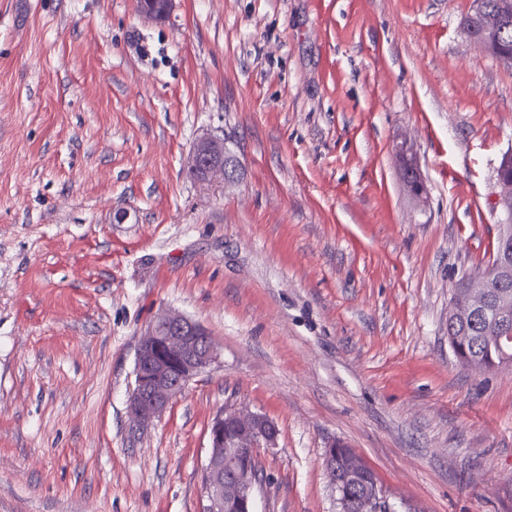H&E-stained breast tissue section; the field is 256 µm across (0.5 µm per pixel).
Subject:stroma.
Wrapping results in <instances>:
<instances>
[{"mask_svg":"<svg viewBox=\"0 0 512 512\" xmlns=\"http://www.w3.org/2000/svg\"><path fill=\"white\" fill-rule=\"evenodd\" d=\"M470 8L0 0V512H202L211 420L238 405L278 429L255 512H339L334 441L397 512H512V366L448 344L512 153V68ZM203 137L234 182L190 175ZM166 312L217 357L136 428Z\"/></svg>","mask_w":512,"mask_h":512,"instance_id":"35a3bbf8","label":"stroma"}]
</instances>
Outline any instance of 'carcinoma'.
<instances>
[{
    "mask_svg": "<svg viewBox=\"0 0 512 512\" xmlns=\"http://www.w3.org/2000/svg\"><path fill=\"white\" fill-rule=\"evenodd\" d=\"M455 313L450 317L448 343L456 358L467 368L483 373L495 366L512 365V339H500L493 327L497 315L491 309L472 317L468 289L456 288ZM336 493L349 512H396L374 471L347 445L336 446Z\"/></svg>",
    "mask_w": 512,
    "mask_h": 512,
    "instance_id": "carcinoma-1",
    "label": "carcinoma"
}]
</instances>
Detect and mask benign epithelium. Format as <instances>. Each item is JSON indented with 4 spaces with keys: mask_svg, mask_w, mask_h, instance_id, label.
Here are the masks:
<instances>
[{
    "mask_svg": "<svg viewBox=\"0 0 512 512\" xmlns=\"http://www.w3.org/2000/svg\"><path fill=\"white\" fill-rule=\"evenodd\" d=\"M485 13L484 0H472L464 21L470 39L486 52L507 62L512 58L508 27L497 24L476 32L475 21ZM229 153L224 141L205 137L193 147L189 165L225 180L234 178L231 165L220 166ZM498 205L507 213L508 223L500 235L502 252L512 254V155L505 157L498 171ZM497 318L501 336L512 335V310L499 303ZM217 357L216 349L203 327L177 314L156 318L141 336L135 359V381L128 396V413L140 426L159 417L187 383ZM278 430L266 415L245 407H229L217 413L209 428V451L203 465L202 489L207 499L204 512H255L257 494L265 485L261 475L260 449L277 445Z\"/></svg>",
    "mask_w": 512,
    "mask_h": 512,
    "instance_id": "1",
    "label": "benign epithelium"
}]
</instances>
